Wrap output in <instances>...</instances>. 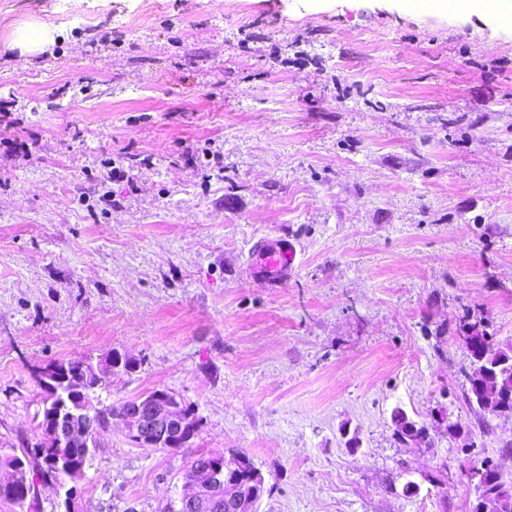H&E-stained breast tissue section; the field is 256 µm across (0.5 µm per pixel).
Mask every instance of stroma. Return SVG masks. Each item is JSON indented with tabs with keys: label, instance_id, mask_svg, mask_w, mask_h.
I'll return each instance as SVG.
<instances>
[{
	"label": "stroma",
	"instance_id": "1",
	"mask_svg": "<svg viewBox=\"0 0 512 512\" xmlns=\"http://www.w3.org/2000/svg\"><path fill=\"white\" fill-rule=\"evenodd\" d=\"M30 24L53 38L24 54ZM260 238L297 250L280 285ZM464 321L512 341V25L0 0V457L40 439L41 367L117 352L93 406L164 390L199 426L168 451L113 422L84 512H166L201 452L261 469L259 512H470L475 468L512 482V415L465 401ZM253 272L268 285H277L288 278L295 267L297 252L287 240L271 243L260 239L250 248Z\"/></svg>",
	"mask_w": 512,
	"mask_h": 512
}]
</instances>
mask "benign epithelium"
Segmentation results:
<instances>
[{"mask_svg":"<svg viewBox=\"0 0 512 512\" xmlns=\"http://www.w3.org/2000/svg\"><path fill=\"white\" fill-rule=\"evenodd\" d=\"M132 360L111 353L97 366L88 369L89 386L83 394L82 405L67 408L59 404L44 413L40 421L41 439L35 451L43 455L45 449L82 448L85 451L97 447L98 433L110 426L111 421L88 411L89 395L105 387L113 375L133 369ZM118 419L127 428L130 440L149 448H186L196 430L189 425L182 402L174 395L155 390L148 395L127 403ZM233 465V457L211 458L195 469L193 476L183 483L177 506L180 512H257V504L265 491V479L256 467L246 468L242 476L228 479L224 469ZM72 482L65 499V512H80L77 481L81 475L63 467ZM24 492L23 502H28L34 487L20 483V474L10 468V475L0 480V491Z\"/></svg>","mask_w":512,"mask_h":512,"instance_id":"obj_1","label":"benign epithelium"}]
</instances>
